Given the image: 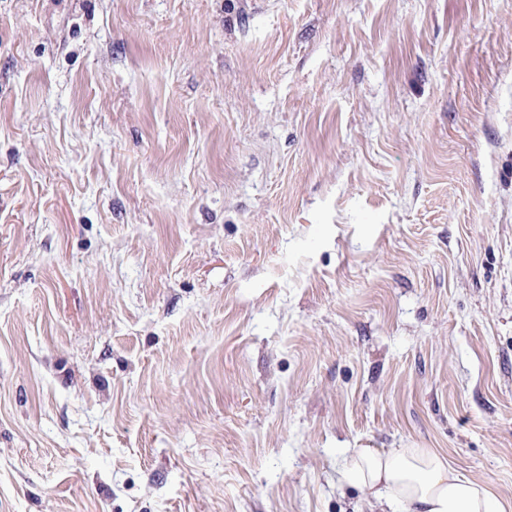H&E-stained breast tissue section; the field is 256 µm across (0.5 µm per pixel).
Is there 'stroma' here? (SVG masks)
Returning <instances> with one entry per match:
<instances>
[{
  "label": "stroma",
  "instance_id": "1",
  "mask_svg": "<svg viewBox=\"0 0 512 512\" xmlns=\"http://www.w3.org/2000/svg\"><path fill=\"white\" fill-rule=\"evenodd\" d=\"M512 499V0H0V512ZM339 482L356 483L379 511L511 512L512 500L480 481L461 476L445 454L432 448L379 451L355 448Z\"/></svg>",
  "mask_w": 512,
  "mask_h": 512
}]
</instances>
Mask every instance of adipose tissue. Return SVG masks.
<instances>
[{"instance_id":"adipose-tissue-1","label":"adipose tissue","mask_w":512,"mask_h":512,"mask_svg":"<svg viewBox=\"0 0 512 512\" xmlns=\"http://www.w3.org/2000/svg\"><path fill=\"white\" fill-rule=\"evenodd\" d=\"M339 480L360 485L376 512H512V500L461 476L432 448L354 449Z\"/></svg>"}]
</instances>
